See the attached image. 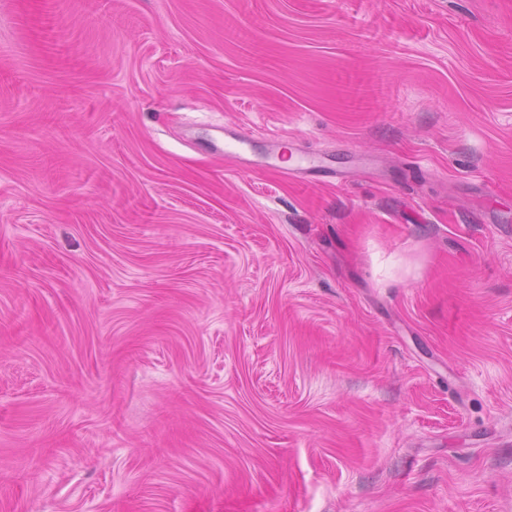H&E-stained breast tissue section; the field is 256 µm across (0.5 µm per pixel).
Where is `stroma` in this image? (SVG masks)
I'll list each match as a JSON object with an SVG mask.
<instances>
[{"label": "stroma", "mask_w": 512, "mask_h": 512, "mask_svg": "<svg viewBox=\"0 0 512 512\" xmlns=\"http://www.w3.org/2000/svg\"><path fill=\"white\" fill-rule=\"evenodd\" d=\"M0 512H512V0H0Z\"/></svg>", "instance_id": "stroma-1"}]
</instances>
